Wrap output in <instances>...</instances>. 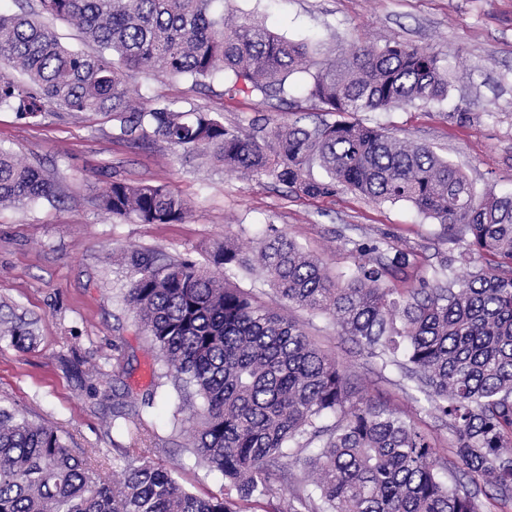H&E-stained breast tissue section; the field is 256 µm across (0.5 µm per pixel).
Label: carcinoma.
Masks as SVG:
<instances>
[{
  "mask_svg": "<svg viewBox=\"0 0 512 512\" xmlns=\"http://www.w3.org/2000/svg\"><path fill=\"white\" fill-rule=\"evenodd\" d=\"M40 11L73 23L97 46H64L30 12L0 13V109L25 115L60 110L106 112L120 136H150L232 171L264 174L309 197L347 186L379 203L408 202L418 213L469 236L480 262L465 275L442 265L429 280L400 288L409 254L386 258L380 242L354 243L360 257L344 280L285 233L264 239L252 257L226 240L209 271L191 259L133 252L126 300L158 354L165 379L195 424L186 450L196 464L224 474V491L183 488L176 467L150 448H120L119 469L105 477L53 427L0 405V512H482L468 483L448 482L442 458L412 418L372 402L351 385L335 358L299 323L259 304L224 272L256 275L290 305L329 315L410 389L448 419L454 453L469 483L512 501V193L476 195L466 175L425 145L358 121L307 128L294 121L244 132L201 109L134 105L130 74L190 77L205 84L224 73V94L288 93V78L316 68L307 96L338 115L391 110L448 95L447 73L428 48L360 45L312 60L259 22L232 24L216 0H38ZM316 163L328 179L308 175ZM57 198L41 168L0 148V205L25 207ZM103 212L141 224L184 220L188 203L159 186L114 181ZM0 336L22 350L33 323L0 318ZM119 401L117 420L139 414ZM300 465L292 475L282 460ZM290 486L288 508L268 500Z\"/></svg>",
  "mask_w": 512,
  "mask_h": 512,
  "instance_id": "1",
  "label": "carcinoma"
}]
</instances>
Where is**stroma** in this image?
I'll list each match as a JSON object with an SVG mask.
<instances>
[{
    "label": "stroma",
    "mask_w": 512,
    "mask_h": 512,
    "mask_svg": "<svg viewBox=\"0 0 512 512\" xmlns=\"http://www.w3.org/2000/svg\"><path fill=\"white\" fill-rule=\"evenodd\" d=\"M236 21H257L291 40L311 43L318 58L357 45L399 42L433 49L448 72V96L425 106L356 113L400 139L423 144L462 168L476 193L512 192V0H226ZM310 74L289 79L285 100L261 94H224V77L209 87L165 75L133 77L130 100L158 101L220 115L225 126L251 131L256 119L274 124L300 121L314 127L332 123L336 113L310 101ZM0 147L42 166L58 182L56 203L0 207V304L36 321L34 348L21 351L0 339V399L30 419L56 427L72 449H91V460L108 471L129 437L113 436V390L154 392L141 420L148 436L135 442L156 457L183 462L180 483L199 494H221L224 477L197 466L186 454L189 427L174 425L176 392L159 377L160 365L125 302L127 255L156 250L172 258L206 262L234 238L252 251L268 229L284 231L319 257L331 275L354 269L353 244L372 238L411 253L404 285L431 277L441 263L458 259L469 240L459 229L419 214L409 203H376L349 189L309 197L267 176L230 172L183 154L160 141L121 138L111 115L101 112H45L34 118L0 110ZM160 185L181 195L190 211L179 224H140L106 216L99 194L112 181ZM256 300L296 320L325 353L336 357L347 376L377 403L411 416L440 456L450 458L456 437L425 400H412L395 368L337 333L329 316H314L286 305L263 280L234 277ZM124 370L112 374L114 350ZM76 351L90 369L78 380L61 368L59 355ZM99 394H92V387Z\"/></svg>",
    "instance_id": "stroma-1"
}]
</instances>
